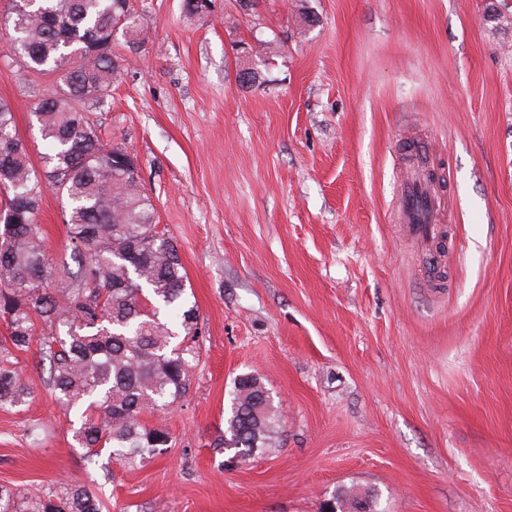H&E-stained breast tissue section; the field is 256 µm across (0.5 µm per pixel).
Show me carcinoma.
Wrapping results in <instances>:
<instances>
[{"mask_svg": "<svg viewBox=\"0 0 512 512\" xmlns=\"http://www.w3.org/2000/svg\"><path fill=\"white\" fill-rule=\"evenodd\" d=\"M129 0H29L8 17L9 53L35 72L56 74L34 121L50 146L43 171L13 133V112L0 100V189L11 193L0 224V409L26 404L34 388L16 353L37 344L49 362L44 384L81 421L74 437L88 458L107 452L128 466L172 446L161 416L188 392L199 364L198 314L177 246L157 228L141 182L118 167L122 153L101 141L90 114L121 75L123 58L86 57L88 43L121 31L144 43ZM67 202V233L80 273L64 278L52 265L37 215L42 186ZM280 419L270 390L254 373L233 381L230 415L213 447L249 457L278 447ZM83 484L25 496L0 485V512H100ZM323 512H383L376 494L340 487Z\"/></svg>", "mask_w": 512, "mask_h": 512, "instance_id": "obj_1", "label": "carcinoma"}]
</instances>
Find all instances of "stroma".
I'll list each match as a JSON object with an SVG mask.
<instances>
[{"mask_svg":"<svg viewBox=\"0 0 512 512\" xmlns=\"http://www.w3.org/2000/svg\"><path fill=\"white\" fill-rule=\"evenodd\" d=\"M504 0H130L145 42L95 115L137 162L160 231L177 244L202 357L163 415L171 448L144 467L87 460L43 381L0 410V484L90 487L103 512H321L340 485L384 512H512V8ZM0 99L42 167L34 104L55 86L7 50ZM272 42L241 88L238 41ZM438 179L444 251L403 234L410 147ZM62 200L38 222L76 273ZM262 376L279 448L211 446L235 377ZM40 425L39 437L29 433Z\"/></svg>","mask_w":512,"mask_h":512,"instance_id":"1","label":"stroma"}]
</instances>
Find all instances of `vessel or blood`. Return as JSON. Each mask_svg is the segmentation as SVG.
I'll list each match as a JSON object with an SVG mask.
<instances>
[{
  "label": "vessel or blood",
  "mask_w": 512,
  "mask_h": 512,
  "mask_svg": "<svg viewBox=\"0 0 512 512\" xmlns=\"http://www.w3.org/2000/svg\"><path fill=\"white\" fill-rule=\"evenodd\" d=\"M423 165V153L414 152L409 159L412 176L399 189L397 210L400 223L406 224L414 237L430 239L437 233L438 203L420 176Z\"/></svg>",
  "instance_id": "b4317fda"
}]
</instances>
